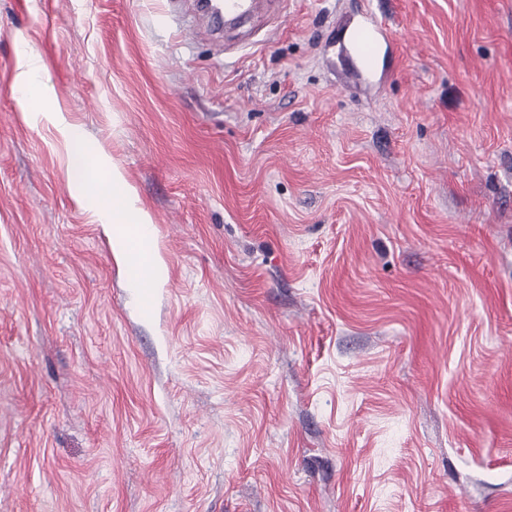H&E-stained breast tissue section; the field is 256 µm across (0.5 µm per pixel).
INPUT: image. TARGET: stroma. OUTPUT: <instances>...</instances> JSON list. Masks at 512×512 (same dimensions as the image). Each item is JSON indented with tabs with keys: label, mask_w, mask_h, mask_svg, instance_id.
<instances>
[{
	"label": "stroma",
	"mask_w": 512,
	"mask_h": 512,
	"mask_svg": "<svg viewBox=\"0 0 512 512\" xmlns=\"http://www.w3.org/2000/svg\"><path fill=\"white\" fill-rule=\"evenodd\" d=\"M364 5L370 85L330 45ZM48 112L149 213V299ZM0 512H512V0L220 42L186 0H0ZM18 73L13 84V93L22 101L33 100L43 93V65L32 53H23L19 58Z\"/></svg>",
	"instance_id": "stroma-1"
}]
</instances>
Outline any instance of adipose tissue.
I'll return each instance as SVG.
<instances>
[{"label":"adipose tissue","mask_w":512,"mask_h":512,"mask_svg":"<svg viewBox=\"0 0 512 512\" xmlns=\"http://www.w3.org/2000/svg\"><path fill=\"white\" fill-rule=\"evenodd\" d=\"M45 118L70 147V167L75 183L84 188L95 207V216L112 238V248L131 271V286L139 293L156 287L162 268L153 255L151 221L133 199L123 176L105 168L95 156L82 131L70 124L62 113L49 112ZM138 225L137 248H129L124 227Z\"/></svg>","instance_id":"1"}]
</instances>
